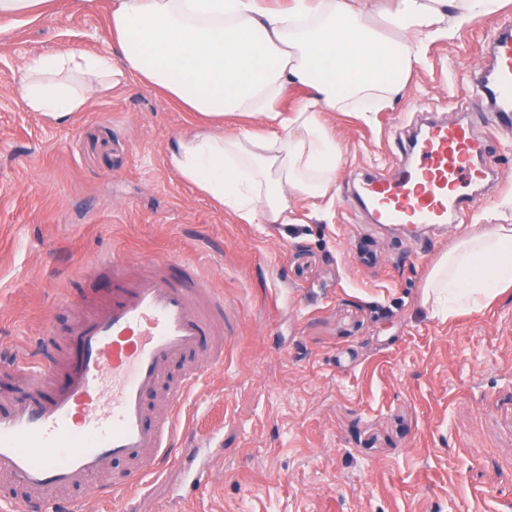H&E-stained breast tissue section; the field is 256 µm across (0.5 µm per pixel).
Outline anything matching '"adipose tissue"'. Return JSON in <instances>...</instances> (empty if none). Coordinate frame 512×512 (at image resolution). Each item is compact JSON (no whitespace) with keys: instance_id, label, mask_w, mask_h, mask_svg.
<instances>
[{"instance_id":"obj_1","label":"adipose tissue","mask_w":512,"mask_h":512,"mask_svg":"<svg viewBox=\"0 0 512 512\" xmlns=\"http://www.w3.org/2000/svg\"><path fill=\"white\" fill-rule=\"evenodd\" d=\"M367 0H112L108 56L68 49L26 63L27 111L64 121L129 78L161 90L204 126L169 147L180 179L247 224L292 223L291 198L333 189L340 149L322 110L373 112L404 87L422 40L494 14L500 0H393L389 32ZM313 96L275 108L288 82ZM262 114L281 134L225 132L224 118ZM512 287V225L488 224L434 265L423 293L433 317L487 307Z\"/></svg>"}]
</instances>
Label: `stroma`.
Returning <instances> with one entry per match:
<instances>
[{
	"instance_id": "1",
	"label": "stroma",
	"mask_w": 512,
	"mask_h": 512,
	"mask_svg": "<svg viewBox=\"0 0 512 512\" xmlns=\"http://www.w3.org/2000/svg\"><path fill=\"white\" fill-rule=\"evenodd\" d=\"M112 0H54L0 21V351L72 322L74 286L98 288L101 259L194 264L224 294L223 366L181 420L209 441L193 485L178 458L127 512H512V294L448 320L422 288L438 257L484 224H512V129L491 133L505 181L459 223L415 236L347 200L388 175L423 112L487 118L456 70L485 59L492 19L427 41L391 103L370 118L322 111L340 147L326 198L293 200V224H245L169 167L189 116L129 80L58 123L26 111L27 60L111 50Z\"/></svg>"
}]
</instances>
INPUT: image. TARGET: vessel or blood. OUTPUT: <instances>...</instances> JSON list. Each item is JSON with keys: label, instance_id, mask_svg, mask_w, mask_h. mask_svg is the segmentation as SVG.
Segmentation results:
<instances>
[{"label": "vessel or blood", "instance_id": "vessel-or-blood-1", "mask_svg": "<svg viewBox=\"0 0 512 512\" xmlns=\"http://www.w3.org/2000/svg\"><path fill=\"white\" fill-rule=\"evenodd\" d=\"M489 63L476 89L492 112V127L512 126V28L494 30ZM407 164L387 177L365 176L354 207L377 224L420 229L444 224L449 213L473 210L469 185L490 174L483 160L490 139L461 119H430L402 145ZM64 335L38 337L33 352L11 355L13 393L0 398V475L23 491L0 493V512H53L55 492L85 490L102 499L137 491L145 475L162 468L179 429L178 417L207 365L224 362V295L208 288L192 264L138 274L113 262L97 295L80 297ZM206 356L172 377L173 363ZM63 371L62 385L43 384ZM201 440H186L181 456L190 473L207 465ZM122 460L130 469L112 485L98 475Z\"/></svg>", "mask_w": 512, "mask_h": 512}]
</instances>
